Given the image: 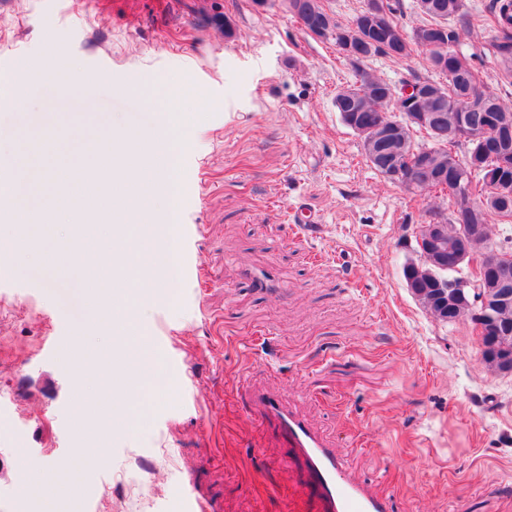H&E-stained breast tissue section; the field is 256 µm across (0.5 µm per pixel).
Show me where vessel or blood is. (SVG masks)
Returning <instances> with one entry per match:
<instances>
[{
    "label": "vessel or blood",
    "mask_w": 512,
    "mask_h": 512,
    "mask_svg": "<svg viewBox=\"0 0 512 512\" xmlns=\"http://www.w3.org/2000/svg\"><path fill=\"white\" fill-rule=\"evenodd\" d=\"M245 394L250 406L256 408L281 439V461L303 465V482L318 502L319 512H392L390 497L352 475L342 452L275 394L250 386Z\"/></svg>",
    "instance_id": "1"
}]
</instances>
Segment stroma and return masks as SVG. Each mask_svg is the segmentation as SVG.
<instances>
[{"label": "stroma", "instance_id": "35a3bbf8", "mask_svg": "<svg viewBox=\"0 0 512 512\" xmlns=\"http://www.w3.org/2000/svg\"><path fill=\"white\" fill-rule=\"evenodd\" d=\"M482 41L476 30L460 48L512 101ZM52 50V74L31 72L27 104L11 107L13 77ZM98 55L109 82L61 97ZM353 80L284 0H0V182L28 168L17 197L35 210L72 153L95 165L113 124L151 133L153 103L186 89L175 286L141 315L158 375L125 405L105 460L75 458L67 351L89 320L111 335L108 296L66 264L59 225L0 227L45 254L30 265L0 250V512H317L298 466L273 463L281 443L245 379L290 401L393 512H512V373L488 369L470 321H438L407 287L417 229L448 201L368 162L333 105ZM301 212L316 234L289 230ZM21 450L28 472L54 471L76 497L46 486L24 502ZM120 477L131 495L119 507Z\"/></svg>", "mask_w": 512, "mask_h": 512}]
</instances>
